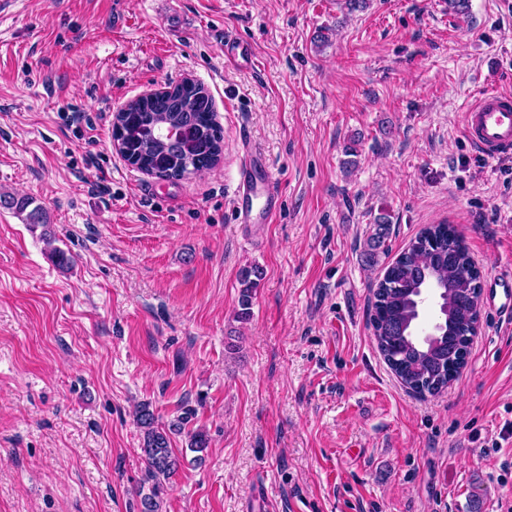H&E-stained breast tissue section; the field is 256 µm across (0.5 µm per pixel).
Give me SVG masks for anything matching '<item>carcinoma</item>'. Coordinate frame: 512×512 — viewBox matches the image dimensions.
I'll return each instance as SVG.
<instances>
[{"instance_id":"obj_1","label":"carcinoma","mask_w":512,"mask_h":512,"mask_svg":"<svg viewBox=\"0 0 512 512\" xmlns=\"http://www.w3.org/2000/svg\"><path fill=\"white\" fill-rule=\"evenodd\" d=\"M143 97L128 102L122 119L127 132L125 149L144 163L143 171L168 177L182 176L188 168L198 171L216 164L223 152V135L218 126L211 95L205 86L188 93L176 107L163 92L154 94L147 109ZM0 206L13 209L27 224L45 227L43 237L52 243L46 212L25 197L0 194ZM389 217L375 220L374 232L367 239L366 260L372 264L377 250L389 234ZM262 273L259 269L242 272L241 310L238 318L250 314L253 292ZM481 272L470 255L463 237L449 224L425 227L385 268L376 283L372 327L377 347L401 383L413 393L436 396L448 389L467 365L474 337L479 329L482 286ZM434 284L441 289L447 321L437 335L418 334L422 289ZM187 408L167 426L158 423L150 405L136 411V423L143 432V453L150 493L140 499V512H160L162 481L181 467L171 448L172 434L187 432L188 448L200 453L208 448V435L202 429L186 430L194 418Z\"/></svg>"}]
</instances>
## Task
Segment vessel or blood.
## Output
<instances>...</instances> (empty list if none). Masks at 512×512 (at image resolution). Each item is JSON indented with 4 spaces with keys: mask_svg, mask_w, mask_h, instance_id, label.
<instances>
[{
    "mask_svg": "<svg viewBox=\"0 0 512 512\" xmlns=\"http://www.w3.org/2000/svg\"><path fill=\"white\" fill-rule=\"evenodd\" d=\"M460 119L468 141L481 154L492 159L512 154L511 94H482L463 109ZM277 194V185L266 171L264 156L250 145H243L234 194L241 223H249L256 214L272 220L275 215L272 201Z\"/></svg>",
    "mask_w": 512,
    "mask_h": 512,
    "instance_id": "obj_1",
    "label": "vessel or blood"
}]
</instances>
